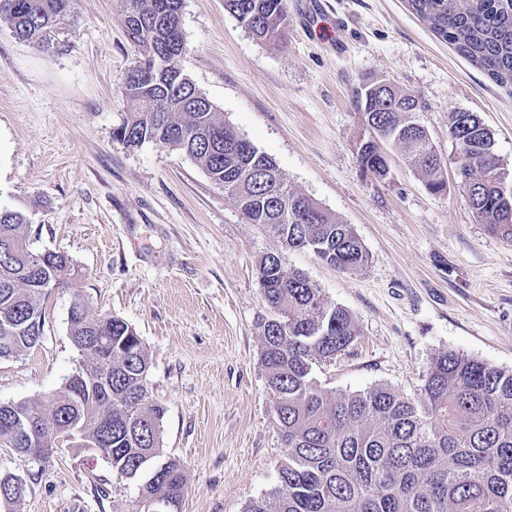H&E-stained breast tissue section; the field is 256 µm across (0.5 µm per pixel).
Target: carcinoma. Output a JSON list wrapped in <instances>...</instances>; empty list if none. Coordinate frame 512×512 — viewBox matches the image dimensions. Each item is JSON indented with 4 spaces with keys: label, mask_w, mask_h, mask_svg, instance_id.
<instances>
[{
    "label": "carcinoma",
    "mask_w": 512,
    "mask_h": 512,
    "mask_svg": "<svg viewBox=\"0 0 512 512\" xmlns=\"http://www.w3.org/2000/svg\"><path fill=\"white\" fill-rule=\"evenodd\" d=\"M74 2L0 0V17L22 41H49ZM406 2L496 84L512 88V0ZM182 6L183 0H127V36L138 49L137 64L153 75L122 87L131 112L113 135L127 146L159 141L194 158L246 221L266 227L284 248L259 262L270 316L258 329L260 364L286 453L278 486L246 512H512V370L448 350L434 359L414 398L385 385L336 393L316 380L314 366L336 360L357 336L356 326L348 310L325 303L320 289L288 266L284 252L309 250L343 272L365 267L368 254L351 225L294 191L273 160L224 124L175 67L184 51ZM224 10L258 40L282 36L286 0H224ZM354 97L377 135L406 147L428 190L444 191L443 163L423 129L412 125L419 100L367 76ZM448 123L470 208L490 233L512 242V185L491 133L473 112H451ZM360 161L384 176L377 145H362ZM28 223L24 212L0 209V320L17 323L13 344L21 353L40 343L50 286H64L72 271L60 253L29 248L33 265L14 253ZM94 334L112 342V365L103 362L104 352L87 347ZM70 336L90 378L81 397L67 381L54 394L52 413L26 402L10 412L36 421L50 416L57 425L84 423L87 440L103 442L100 452L118 476L134 480L155 462L140 504L182 505L184 467L162 459L164 410L150 397V359L136 330L85 307L70 319ZM101 377L112 383L110 398L95 382Z\"/></svg>",
    "instance_id": "obj_1"
}]
</instances>
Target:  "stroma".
<instances>
[{
	"label": "stroma",
	"mask_w": 512,
	"mask_h": 512,
	"mask_svg": "<svg viewBox=\"0 0 512 512\" xmlns=\"http://www.w3.org/2000/svg\"><path fill=\"white\" fill-rule=\"evenodd\" d=\"M125 0H77L49 48L0 20V207L24 211L34 249L75 273L45 302L39 345L0 359V403L45 401L80 359L75 298L123 319L149 354L148 390L164 411L162 448L187 485L182 512H245L268 495L284 457L259 364L267 309L258 264L279 241L239 212L202 165L146 141L112 136L138 51ZM282 40L260 41L224 0H183L176 65L225 124L269 155L292 188L352 225L368 253L357 272L286 253L290 267L347 309L357 336L316 367L326 389L386 384L415 396L434 357L453 350L512 369V243L470 209L448 133L452 112L477 113L512 176V91L459 55L405 0H286ZM393 83L424 108L415 119L444 163L430 193L402 146L381 148L386 177L363 167L371 130L351 98L362 76ZM26 481L22 512H135L140 483L98 451L59 443L49 462L0 443V474Z\"/></svg>",
	"instance_id": "1"
}]
</instances>
